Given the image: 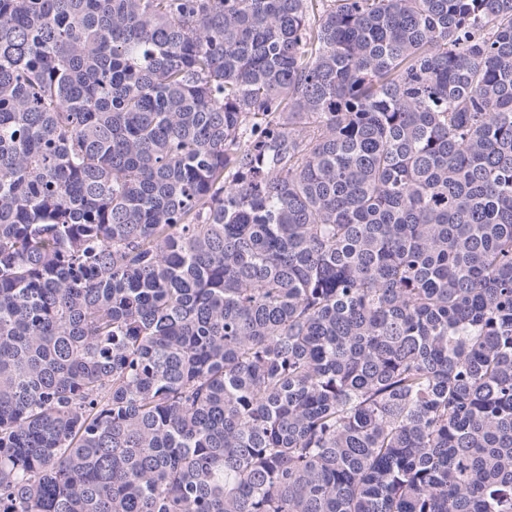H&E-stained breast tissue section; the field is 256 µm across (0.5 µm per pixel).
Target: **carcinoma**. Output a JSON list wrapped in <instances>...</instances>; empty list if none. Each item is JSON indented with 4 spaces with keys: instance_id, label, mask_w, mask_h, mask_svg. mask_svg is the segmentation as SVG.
Masks as SVG:
<instances>
[{
    "instance_id": "carcinoma-1",
    "label": "carcinoma",
    "mask_w": 512,
    "mask_h": 512,
    "mask_svg": "<svg viewBox=\"0 0 512 512\" xmlns=\"http://www.w3.org/2000/svg\"><path fill=\"white\" fill-rule=\"evenodd\" d=\"M0 512H512V0H0Z\"/></svg>"
}]
</instances>
